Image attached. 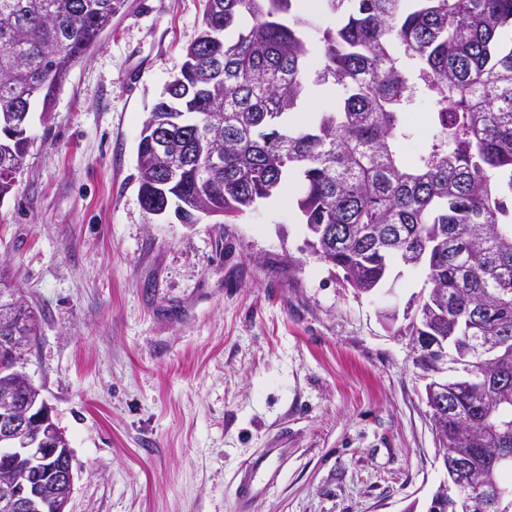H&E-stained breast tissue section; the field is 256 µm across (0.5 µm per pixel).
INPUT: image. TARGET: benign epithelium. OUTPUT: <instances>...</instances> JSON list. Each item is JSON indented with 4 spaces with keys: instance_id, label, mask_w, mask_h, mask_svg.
I'll return each mask as SVG.
<instances>
[{
    "instance_id": "1",
    "label": "benign epithelium",
    "mask_w": 512,
    "mask_h": 512,
    "mask_svg": "<svg viewBox=\"0 0 512 512\" xmlns=\"http://www.w3.org/2000/svg\"><path fill=\"white\" fill-rule=\"evenodd\" d=\"M28 350V340L13 337L9 345L0 350V375L7 378L26 377L20 371ZM424 382L426 402L430 410L444 404L445 379L448 377V354L440 352L425 368L417 372ZM63 432L54 423L47 402H27L8 390H0V444L13 448V455L0 460V512H41L47 507L40 483H19L14 477L15 465L21 461L31 466L42 459L56 458V486L63 495L54 508L68 512L74 484L71 448L59 446Z\"/></svg>"
}]
</instances>
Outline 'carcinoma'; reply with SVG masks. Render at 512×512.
I'll return each mask as SVG.
<instances>
[{
	"mask_svg": "<svg viewBox=\"0 0 512 512\" xmlns=\"http://www.w3.org/2000/svg\"><path fill=\"white\" fill-rule=\"evenodd\" d=\"M120 0H0V201L30 144L16 125L48 106ZM207 0L202 30L152 112H175L162 146L137 144L145 211L183 224L231 220L302 177L309 255L359 294L394 266L418 269L432 321L396 333L430 350L448 337L450 408L438 447L467 461L492 497L512 466V0ZM335 86L333 111L287 123L308 84ZM427 101L433 129L413 161L406 114ZM178 178L164 184L168 168ZM18 288L0 262V294Z\"/></svg>",
	"mask_w": 512,
	"mask_h": 512,
	"instance_id": "1",
	"label": "carcinoma"
}]
</instances>
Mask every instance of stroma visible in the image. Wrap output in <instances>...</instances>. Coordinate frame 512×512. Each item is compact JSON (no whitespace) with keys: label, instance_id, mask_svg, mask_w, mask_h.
<instances>
[{"label":"stroma","instance_id":"35a3bbf8","mask_svg":"<svg viewBox=\"0 0 512 512\" xmlns=\"http://www.w3.org/2000/svg\"><path fill=\"white\" fill-rule=\"evenodd\" d=\"M206 0H123L0 201L39 317L25 372L73 450L71 512H426L446 474L403 337L424 276L355 294L305 248L298 184L221 224L150 219L137 142ZM251 492L238 487L248 461Z\"/></svg>","mask_w":512,"mask_h":512}]
</instances>
